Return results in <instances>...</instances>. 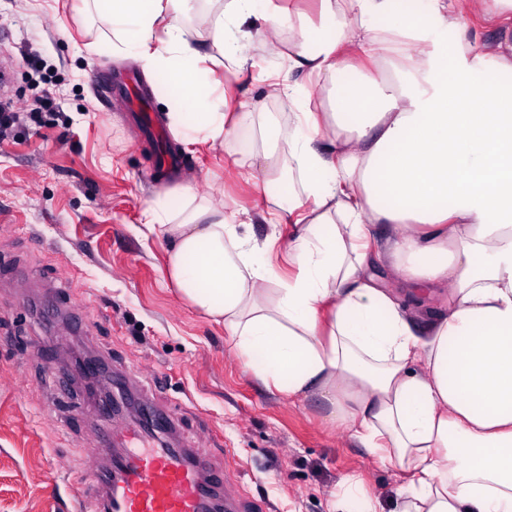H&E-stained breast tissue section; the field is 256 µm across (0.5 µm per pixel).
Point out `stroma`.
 Segmentation results:
<instances>
[{"instance_id":"obj_1","label":"stroma","mask_w":512,"mask_h":512,"mask_svg":"<svg viewBox=\"0 0 512 512\" xmlns=\"http://www.w3.org/2000/svg\"><path fill=\"white\" fill-rule=\"evenodd\" d=\"M463 24L471 58L493 78L485 47L499 29L478 11ZM108 33L103 10L86 0H0L8 99L18 107L52 100L39 122L22 120L0 136V512H72L97 445L85 390L60 386L41 355L58 345L125 373L140 398L170 416L176 446L202 449L223 470L238 512H333L351 475L382 512H395L399 472L327 421L320 397L267 391L243 369L223 325L164 280L166 245L141 233L146 200L189 180L217 208L235 198L258 212L267 202L239 180L223 148L175 139L152 80L143 85L159 139L127 96L92 84L95 71H140L87 52ZM168 154L178 171L163 164ZM48 290L86 335L59 331L39 312Z\"/></svg>"}]
</instances>
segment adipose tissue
<instances>
[{"instance_id":"obj_1","label":"adipose tissue","mask_w":512,"mask_h":512,"mask_svg":"<svg viewBox=\"0 0 512 512\" xmlns=\"http://www.w3.org/2000/svg\"><path fill=\"white\" fill-rule=\"evenodd\" d=\"M93 2L110 34L89 52L166 75L169 128L222 145L261 178L263 221L292 227L284 277L275 238L244 232V208L212 207L188 183L146 200L180 298L223 325L268 390L319 395L331 422L392 463L405 477L397 512H512V34L491 48L490 85L465 38L452 73L435 36L461 30L471 0L410 18L395 0ZM257 46L287 63L264 96L288 109L227 113L208 65L243 74ZM380 265L412 305L378 281ZM437 290L432 312L423 298Z\"/></svg>"}]
</instances>
